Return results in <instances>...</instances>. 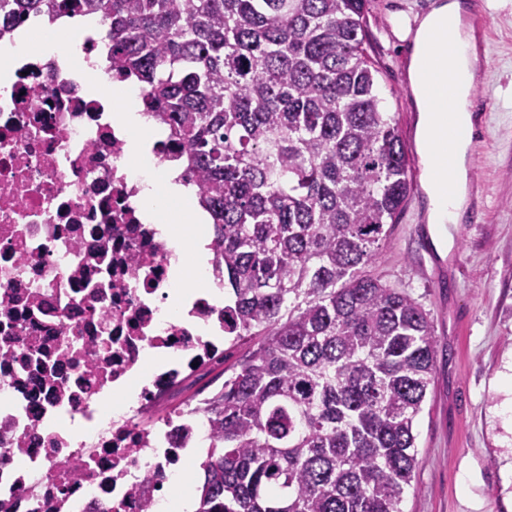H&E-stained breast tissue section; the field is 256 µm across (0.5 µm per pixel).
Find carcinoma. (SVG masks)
<instances>
[{"instance_id":"cac0c4a2","label":"carcinoma","mask_w":512,"mask_h":512,"mask_svg":"<svg viewBox=\"0 0 512 512\" xmlns=\"http://www.w3.org/2000/svg\"><path fill=\"white\" fill-rule=\"evenodd\" d=\"M369 0H0L108 14L112 71L148 87L200 182L237 339L200 512H401L438 340L366 273L412 193L365 48Z\"/></svg>"}]
</instances>
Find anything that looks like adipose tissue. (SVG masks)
<instances>
[{"mask_svg":"<svg viewBox=\"0 0 512 512\" xmlns=\"http://www.w3.org/2000/svg\"><path fill=\"white\" fill-rule=\"evenodd\" d=\"M464 11L462 0H435L413 36L410 80L419 148L432 160L425 191L433 224L458 223L467 190L470 97L479 64L470 34L459 24Z\"/></svg>","mask_w":512,"mask_h":512,"instance_id":"obj_1","label":"adipose tissue"}]
</instances>
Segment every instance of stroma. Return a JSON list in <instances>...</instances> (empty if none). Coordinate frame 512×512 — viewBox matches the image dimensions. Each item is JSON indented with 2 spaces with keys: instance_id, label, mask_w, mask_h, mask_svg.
I'll return each instance as SVG.
<instances>
[{
  "instance_id": "stroma-1",
  "label": "stroma",
  "mask_w": 512,
  "mask_h": 512,
  "mask_svg": "<svg viewBox=\"0 0 512 512\" xmlns=\"http://www.w3.org/2000/svg\"><path fill=\"white\" fill-rule=\"evenodd\" d=\"M434 0H370L367 52L379 70L386 112L412 163H420L408 23ZM465 22L483 20L473 49L482 73L469 200L483 213L429 223L415 180L408 205L370 269L429 313L438 339L433 383L415 424L416 477L402 512H512V0H463Z\"/></svg>"
}]
</instances>
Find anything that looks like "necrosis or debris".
Here are the masks:
<instances>
[{
	"label": "necrosis or debris",
	"mask_w": 512,
	"mask_h": 512,
	"mask_svg": "<svg viewBox=\"0 0 512 512\" xmlns=\"http://www.w3.org/2000/svg\"><path fill=\"white\" fill-rule=\"evenodd\" d=\"M0 86V512H168L224 392V263L169 302L132 139L86 73L22 56ZM189 402L160 413L181 388ZM88 433L71 439L68 424Z\"/></svg>",
	"instance_id": "4bbe7bcc"
}]
</instances>
